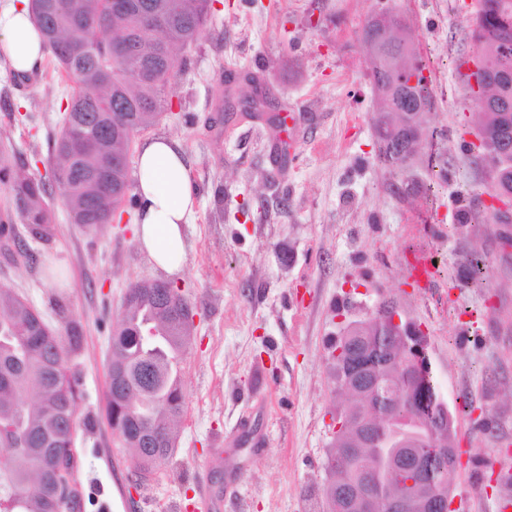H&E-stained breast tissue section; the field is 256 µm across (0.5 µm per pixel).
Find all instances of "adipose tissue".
<instances>
[{"label":"adipose tissue","mask_w":512,"mask_h":512,"mask_svg":"<svg viewBox=\"0 0 512 512\" xmlns=\"http://www.w3.org/2000/svg\"><path fill=\"white\" fill-rule=\"evenodd\" d=\"M0 32L14 71L39 68L45 51L28 0H7L0 7ZM135 192L140 211L136 240L153 264L168 275L181 273L185 261L183 226L195 213L189 166L179 143L155 136L138 146Z\"/></svg>","instance_id":"1"}]
</instances>
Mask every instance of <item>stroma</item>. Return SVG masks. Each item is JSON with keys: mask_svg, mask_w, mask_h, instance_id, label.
Wrapping results in <instances>:
<instances>
[{"mask_svg": "<svg viewBox=\"0 0 512 512\" xmlns=\"http://www.w3.org/2000/svg\"><path fill=\"white\" fill-rule=\"evenodd\" d=\"M472 0H216L209 26L174 63V105L147 136L177 140L196 214L187 261L170 277L135 238L137 209L94 229L71 223L57 188L48 238L21 218L0 238V288L26 298L54 329L77 323L68 365L80 381L72 437L73 512H320L334 393L329 343L392 301L426 337L434 374L456 410L455 512H496L512 496V246L501 227L456 224L491 189L468 151L477 128L458 72L475 53ZM392 6L412 28L434 104L404 167L380 162L377 102L360 32ZM263 84L262 117L219 112ZM74 84L52 58L12 70L0 33V153L35 178L53 165ZM302 115L280 129L279 119ZM485 258L478 287L472 251ZM415 256L436 261L429 283ZM171 280L192 303L182 358L184 413L176 448L153 479L131 481L133 458L106 419L111 336L130 284Z\"/></svg>", "mask_w": 512, "mask_h": 512, "instance_id": "1", "label": "stroma"}]
</instances>
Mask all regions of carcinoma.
Returning a JSON list of instances; mask_svg holds the SVG:
<instances>
[{"mask_svg": "<svg viewBox=\"0 0 512 512\" xmlns=\"http://www.w3.org/2000/svg\"><path fill=\"white\" fill-rule=\"evenodd\" d=\"M119 13L113 0H31L44 49L76 83L66 100V120L54 141V164L45 181L13 171L10 157H0V182L9 186L16 211L32 235L50 234L48 187L56 186L74 224L95 227L116 218L129 194L127 157L136 134L158 123L171 109L166 94L177 53L191 46L207 26L213 0H127ZM401 32L379 27L372 16L362 29L370 54L369 69L379 101L375 134L379 157L402 163L399 148L415 154L418 139L406 144L395 136L424 115L406 98L432 106L429 80L417 74L409 89L397 84L411 68L417 51L406 50L411 28L396 19ZM471 38L476 53L487 58L493 77L474 98L486 135L484 161L498 172L493 190L512 195V0H478ZM123 317L113 331L107 420L124 438L134 459L133 477L157 473L171 456L146 451L133 442L139 433L176 441L175 416L184 411L174 359L185 352L191 322L181 318L187 296L170 288L171 306L157 302V288L140 281L128 288ZM369 339L376 394L348 398L376 421L368 445L354 452L329 450L323 497L336 484L366 473L382 500L396 495L411 477L393 470L400 439L428 438L423 488L439 495L448 487V448L454 417L442 396L431 363L409 373L397 356L407 353L402 334L393 332L376 311L364 322ZM80 344L78 327L63 336L52 329L23 297L0 288V512H65L58 495L57 468L72 465L71 436L76 419L78 381L67 361Z\"/></svg>", "mask_w": 512, "mask_h": 512, "instance_id": "cac0c4a2", "label": "carcinoma"}]
</instances>
